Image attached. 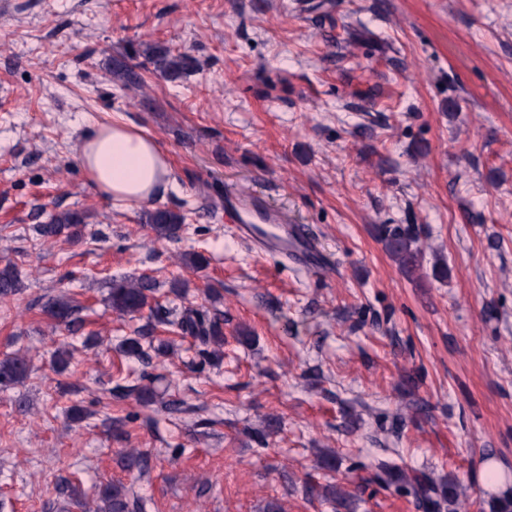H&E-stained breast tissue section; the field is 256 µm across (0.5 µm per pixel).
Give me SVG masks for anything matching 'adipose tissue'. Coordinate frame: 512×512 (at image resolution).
<instances>
[{"label":"adipose tissue","mask_w":512,"mask_h":512,"mask_svg":"<svg viewBox=\"0 0 512 512\" xmlns=\"http://www.w3.org/2000/svg\"><path fill=\"white\" fill-rule=\"evenodd\" d=\"M78 161L89 187L123 205L151 201L169 184V161L143 129L124 122L95 126L85 135Z\"/></svg>","instance_id":"obj_1"}]
</instances>
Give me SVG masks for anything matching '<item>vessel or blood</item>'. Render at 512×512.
<instances>
[{"label": "vessel or blood", "mask_w": 512, "mask_h": 512, "mask_svg": "<svg viewBox=\"0 0 512 512\" xmlns=\"http://www.w3.org/2000/svg\"><path fill=\"white\" fill-rule=\"evenodd\" d=\"M224 219L234 225L239 236L249 240L255 238V225H268L266 237L255 238L262 252L292 259L314 272L328 267L323 252L302 226L290 224L286 213L269 208L262 198L253 193L235 191L226 194Z\"/></svg>", "instance_id": "vessel-or-blood-1"}]
</instances>
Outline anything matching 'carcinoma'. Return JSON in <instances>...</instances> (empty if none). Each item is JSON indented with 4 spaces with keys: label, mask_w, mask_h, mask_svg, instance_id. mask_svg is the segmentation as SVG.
<instances>
[{
    "label": "carcinoma",
    "mask_w": 512,
    "mask_h": 512,
    "mask_svg": "<svg viewBox=\"0 0 512 512\" xmlns=\"http://www.w3.org/2000/svg\"><path fill=\"white\" fill-rule=\"evenodd\" d=\"M188 60L189 56L185 52L173 54L167 51L162 59V72L177 75L187 68ZM83 221V215L77 211H59L51 214L47 223L38 225V233L44 238H53L69 229L71 235L75 236L80 232ZM148 223L158 237L174 240L182 229L184 216L177 211L157 209L149 214ZM381 234L386 249L395 261L411 272L420 268L409 229L385 226L381 229ZM19 288L21 284L15 266L9 263L0 268V296L14 295ZM153 288L155 285L146 279L113 283L110 293L112 310L132 319L142 316L148 306V292ZM42 311L56 326L69 331H76L83 325L77 306L65 297L48 299L43 304ZM169 325L191 335L204 346H214L211 356L218 359L224 356V329L218 319L184 311L169 321ZM121 348L126 356L148 364L152 359L150 351L154 346L152 339L137 329L134 336L123 341ZM29 371L30 365L22 355L15 354L0 360V384L18 382L27 377ZM351 472L361 486L377 485L383 489L393 487L409 493L415 498L421 512H459L461 492L459 485L451 478L438 482L425 471H410L393 460L381 458L360 464L351 469ZM323 495L335 498L338 506L347 512L351 510L353 496L341 486L328 484L323 487ZM488 507L489 512H512V488L493 497L488 502ZM130 509L131 504L125 489L119 485L108 484L102 491L95 512H130Z\"/></svg>",
    "instance_id": "carcinoma-1"
}]
</instances>
